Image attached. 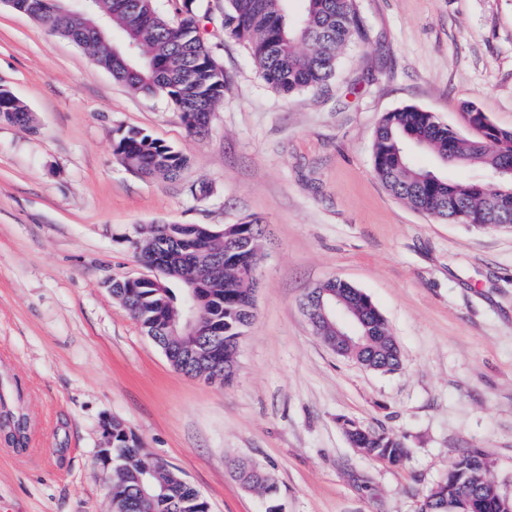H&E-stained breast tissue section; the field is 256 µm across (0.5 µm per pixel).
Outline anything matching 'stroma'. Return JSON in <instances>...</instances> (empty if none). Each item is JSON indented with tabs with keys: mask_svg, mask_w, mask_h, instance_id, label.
Segmentation results:
<instances>
[{
	"mask_svg": "<svg viewBox=\"0 0 512 512\" xmlns=\"http://www.w3.org/2000/svg\"><path fill=\"white\" fill-rule=\"evenodd\" d=\"M227 79L208 131L190 135L161 95L115 81L90 52L0 0V88L33 115L0 121V512H113L98 453L121 421L210 512H267L232 461L271 477L281 512H418L461 452L512 497V230L441 223L373 170L382 116L415 106L470 135L478 104L512 131V0H360L368 38L319 92L285 99L226 39L224 0H196ZM186 153L171 182L128 170L118 130ZM211 188L199 199L190 188ZM259 219L255 313L233 381L176 371L113 297L143 275L127 242L145 224ZM341 278L365 292L401 367L366 370L328 350L303 296ZM403 437L393 466L366 457L342 419Z\"/></svg>",
	"mask_w": 512,
	"mask_h": 512,
	"instance_id": "35a3bbf8",
	"label": "stroma"
}]
</instances>
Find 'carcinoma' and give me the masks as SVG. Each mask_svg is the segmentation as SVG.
I'll return each mask as SVG.
<instances>
[{"mask_svg":"<svg viewBox=\"0 0 512 512\" xmlns=\"http://www.w3.org/2000/svg\"><path fill=\"white\" fill-rule=\"evenodd\" d=\"M288 0H224V36L238 41L255 60L264 82L285 97L324 87L336 71L341 50L364 35L365 18L358 0H303L302 16L292 20ZM194 0H171L178 16L171 22L157 0H94L84 20L102 25V34L83 39L97 63L114 80L135 91L161 94L180 112L187 129L207 131L211 115L224 100V71L200 35ZM26 125L27 108L11 92L0 89V120ZM416 150L432 152L439 169L418 167ZM114 152L122 164L145 176L178 179L190 163L181 150L140 129L118 130ZM477 164L489 175L486 183L450 180L441 170L448 165ZM373 167L378 179L395 197L438 221L448 220L485 229L489 224H512L502 211V192H512V132L489 131L471 138L442 125L430 112L404 106L386 113L373 144ZM221 238L199 234L193 224H149L128 239L134 258L160 260L167 266L164 288H152L126 278L112 281V295L122 301L142 331L166 336L172 312L180 311L186 281L211 267L213 287L206 289L201 307L205 326L221 332L224 344L215 353L211 372L230 383L236 372L239 336L254 316L255 289L246 278L260 262L257 244L261 224L246 218L223 225ZM330 291L358 312L360 332L369 339L346 349V354L381 373L400 366L398 345L375 304L357 288L327 280L312 293ZM351 445L365 456L400 465L409 454L395 433L363 426L354 430ZM112 457L128 470L112 478V500L132 512H204L196 490L179 475L156 469V460L142 452L135 438L116 437ZM156 471L152 483L139 489L137 477ZM246 487L262 492L269 512H278L277 489L263 469L249 462L237 465ZM506 496L490 475V464L473 452L460 453L448 472L425 495L421 512H501Z\"/></svg>","mask_w":512,"mask_h":512,"instance_id":"obj_1","label":"carcinoma"}]
</instances>
